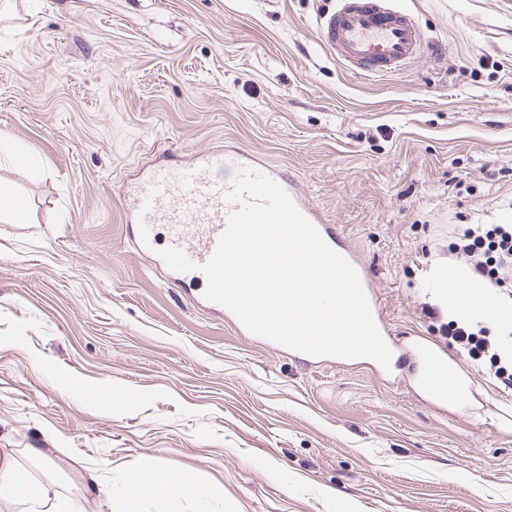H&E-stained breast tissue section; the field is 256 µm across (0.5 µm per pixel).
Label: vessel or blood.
I'll list each match as a JSON object with an SVG mask.
<instances>
[{
    "label": "vessel or blood",
    "mask_w": 512,
    "mask_h": 512,
    "mask_svg": "<svg viewBox=\"0 0 512 512\" xmlns=\"http://www.w3.org/2000/svg\"><path fill=\"white\" fill-rule=\"evenodd\" d=\"M324 44L338 60L361 74L401 69L422 48V32L398 0H336L320 26ZM248 168L293 192L294 180L275 166L263 165L247 153L210 151L189 166L154 171L134 189L136 208L146 209L149 228L166 226L167 244L181 249L197 265L213 255L227 226L232 204L230 174ZM455 375L441 354H434L426 386L441 402L452 396Z\"/></svg>",
    "instance_id": "1"
}]
</instances>
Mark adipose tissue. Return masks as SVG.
<instances>
[{"mask_svg":"<svg viewBox=\"0 0 512 512\" xmlns=\"http://www.w3.org/2000/svg\"><path fill=\"white\" fill-rule=\"evenodd\" d=\"M10 460L0 461V469L8 471V479L0 484V502L23 507L24 512H76L72 501L61 496L49 484H39L13 473ZM142 477L124 482L116 495L108 499L111 512H143L145 506L161 499L168 512H181L185 501H192L197 512H207L214 495L211 488L194 482L183 472L158 475L153 461L141 465Z\"/></svg>","mask_w":512,"mask_h":512,"instance_id":"1","label":"adipose tissue"}]
</instances>
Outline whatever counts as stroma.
Instances as JSON below:
<instances>
[{"label": "stroma", "mask_w": 512, "mask_h": 512, "mask_svg": "<svg viewBox=\"0 0 512 512\" xmlns=\"http://www.w3.org/2000/svg\"><path fill=\"white\" fill-rule=\"evenodd\" d=\"M400 2L423 51L368 76L321 41L334 0H0V181L31 203L0 219V457L79 512L146 457L216 488L211 512H512V386L449 336L431 277L453 225L512 221V0ZM217 148L335 225L396 367L272 351L135 250L132 187ZM419 341L468 399L422 392Z\"/></svg>", "instance_id": "stroma-1"}]
</instances>
